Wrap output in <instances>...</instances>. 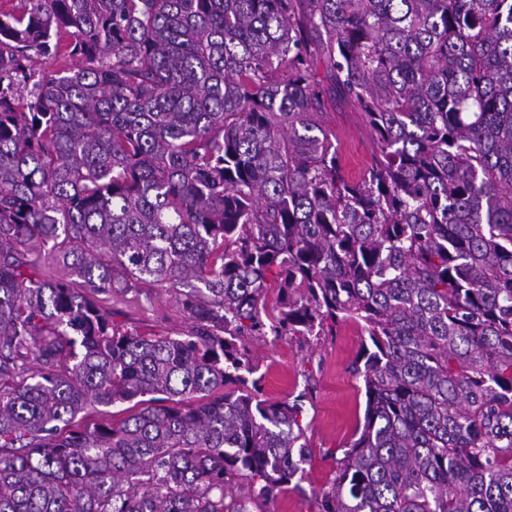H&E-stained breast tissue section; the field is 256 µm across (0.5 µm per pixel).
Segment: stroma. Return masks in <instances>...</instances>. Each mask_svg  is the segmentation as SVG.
I'll return each instance as SVG.
<instances>
[{"label":"stroma","mask_w":512,"mask_h":512,"mask_svg":"<svg viewBox=\"0 0 512 512\" xmlns=\"http://www.w3.org/2000/svg\"><path fill=\"white\" fill-rule=\"evenodd\" d=\"M336 133L345 172L357 177L379 146L361 112L351 103L336 102L323 116ZM114 321L160 333L186 330L188 320L174 296L142 290L140 295H115L106 301ZM363 341L360 328L342 325L332 336H273L246 341L252 361L263 376L262 396L283 401L308 391L303 422L307 426L309 460L290 488L260 502L254 512H317V497L336 475V450L350 442L364 419L366 397L352 372Z\"/></svg>","instance_id":"1"}]
</instances>
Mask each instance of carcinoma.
Wrapping results in <instances>:
<instances>
[{"instance_id":"obj_1","label":"carcinoma","mask_w":512,"mask_h":512,"mask_svg":"<svg viewBox=\"0 0 512 512\" xmlns=\"http://www.w3.org/2000/svg\"><path fill=\"white\" fill-rule=\"evenodd\" d=\"M320 63L379 145L357 181ZM145 285L187 330L98 299ZM348 321L366 410L318 512H512V0L0 9V512H251L307 393L261 398L245 340ZM36 260L38 265V272L47 280H56L64 277L67 269L63 263L58 261L55 256L48 254L47 251L37 249L31 256ZM112 310V319L129 328L153 329L160 333L184 331L189 321L174 296L164 291L142 290L139 297L128 294L99 295ZM131 406V403H116L112 406L88 405L84 412L79 414V417L85 416L92 421H107L112 419H119L126 415L125 409Z\"/></svg>"}]
</instances>
